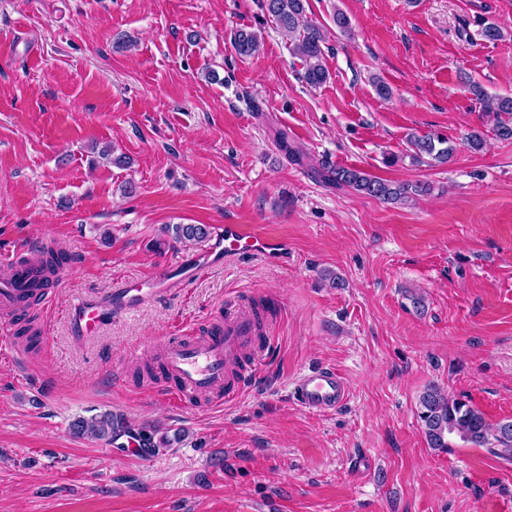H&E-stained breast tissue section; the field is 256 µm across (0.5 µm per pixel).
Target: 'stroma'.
Listing matches in <instances>:
<instances>
[{"mask_svg":"<svg viewBox=\"0 0 512 512\" xmlns=\"http://www.w3.org/2000/svg\"><path fill=\"white\" fill-rule=\"evenodd\" d=\"M261 3L0 0V253L63 247L60 305L202 251L155 248L167 224H268L291 245L287 264L232 259L90 341L58 308L45 344L1 349L0 512H512V460L429 447L417 418L436 385L512 420V140L464 88L512 96V0H308L331 31L317 88ZM479 16L505 38L483 41ZM240 29L260 31L258 55L236 53ZM413 133L446 139L448 163L412 162ZM322 157L432 191L339 190L313 173ZM238 307L277 342L236 402L182 411L142 383L170 327ZM327 366L349 400L307 412L292 379ZM107 410L172 445L138 458L72 433Z\"/></svg>","mask_w":512,"mask_h":512,"instance_id":"stroma-1","label":"stroma"}]
</instances>
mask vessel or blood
I'll return each instance as SVG.
<instances>
[{"mask_svg": "<svg viewBox=\"0 0 512 512\" xmlns=\"http://www.w3.org/2000/svg\"><path fill=\"white\" fill-rule=\"evenodd\" d=\"M255 255L275 263L288 259L284 238L262 231L255 224L216 225L207 248L186 257L174 267H165L143 280H119L101 295H85L72 300L66 309L72 336L94 337L101 326L140 306L146 300L189 285L205 270L234 257ZM8 273L0 278V344L11 342L20 318L43 320L57 303V289L64 268L44 274L27 261L26 249L0 258ZM47 279L31 305H24L32 281ZM275 337L258 333L254 314L241 309L226 315L201 336L177 328L153 352L161 374L156 391L173 406L196 409L203 401L232 403L261 373ZM299 405L313 413H325L342 406L349 388L342 374L320 368L299 374L293 381Z\"/></svg>", "mask_w": 512, "mask_h": 512, "instance_id": "vessel-or-blood-1", "label": "vessel or blood"}]
</instances>
